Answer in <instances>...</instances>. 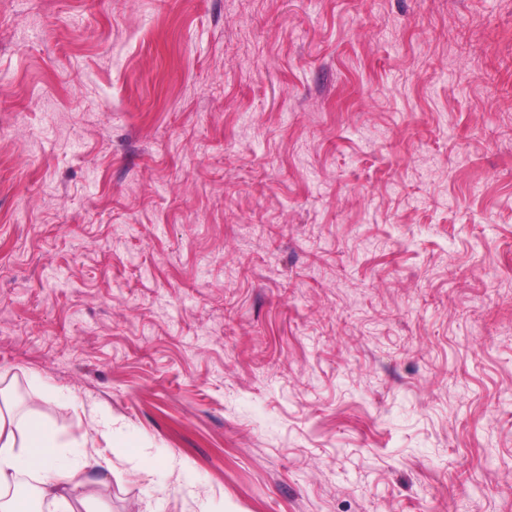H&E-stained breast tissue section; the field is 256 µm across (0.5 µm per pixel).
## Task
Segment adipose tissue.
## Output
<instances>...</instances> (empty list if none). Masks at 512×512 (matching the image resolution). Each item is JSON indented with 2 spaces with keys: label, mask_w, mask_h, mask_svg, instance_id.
I'll list each match as a JSON object with an SVG mask.
<instances>
[{
  "label": "adipose tissue",
  "mask_w": 512,
  "mask_h": 512,
  "mask_svg": "<svg viewBox=\"0 0 512 512\" xmlns=\"http://www.w3.org/2000/svg\"><path fill=\"white\" fill-rule=\"evenodd\" d=\"M52 401V392H41L21 417L10 405L0 406V512H27L24 502L11 494L21 476L38 477L39 498L64 506L67 488L82 485L86 468L112 469L111 460L105 458L92 459L87 465L69 462L56 429L39 418Z\"/></svg>",
  "instance_id": "obj_1"
}]
</instances>
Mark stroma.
Masks as SVG:
<instances>
[{
  "instance_id": "35a3bbf8",
  "label": "stroma",
  "mask_w": 512,
  "mask_h": 512,
  "mask_svg": "<svg viewBox=\"0 0 512 512\" xmlns=\"http://www.w3.org/2000/svg\"><path fill=\"white\" fill-rule=\"evenodd\" d=\"M0 381L104 512H512V0H0Z\"/></svg>"
}]
</instances>
